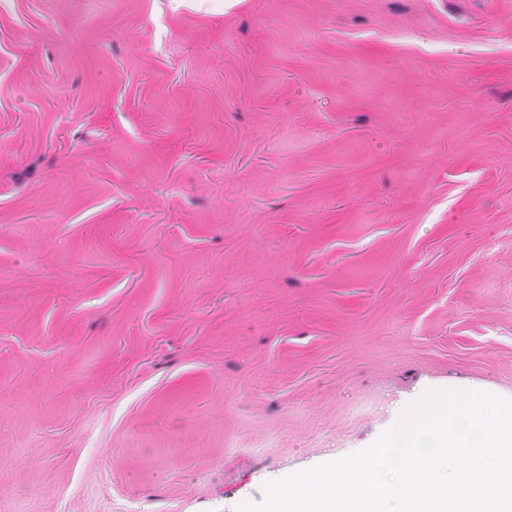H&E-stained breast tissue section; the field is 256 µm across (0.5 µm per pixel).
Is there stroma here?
Masks as SVG:
<instances>
[{
  "mask_svg": "<svg viewBox=\"0 0 512 512\" xmlns=\"http://www.w3.org/2000/svg\"><path fill=\"white\" fill-rule=\"evenodd\" d=\"M445 387L512 396V0H0V512H236Z\"/></svg>",
  "mask_w": 512,
  "mask_h": 512,
  "instance_id": "obj_1",
  "label": "stroma"
}]
</instances>
